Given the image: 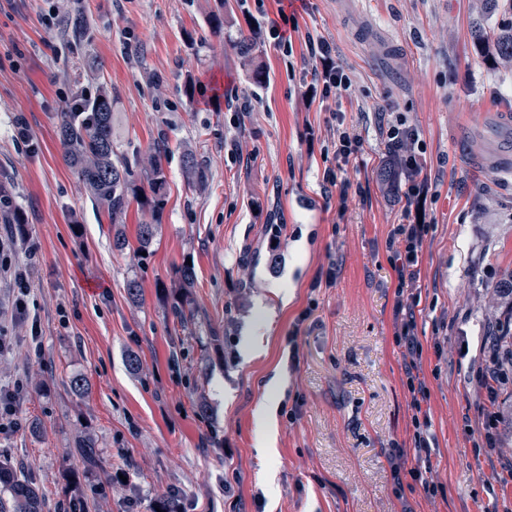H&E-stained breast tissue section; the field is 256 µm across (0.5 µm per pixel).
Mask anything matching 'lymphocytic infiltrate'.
I'll return each instance as SVG.
<instances>
[{"instance_id": "f902f5d3", "label": "lymphocytic infiltrate", "mask_w": 512, "mask_h": 512, "mask_svg": "<svg viewBox=\"0 0 512 512\" xmlns=\"http://www.w3.org/2000/svg\"><path fill=\"white\" fill-rule=\"evenodd\" d=\"M389 154L386 165L395 175L403 177L405 189L402 196L406 204H422L423 196L418 181L420 167L417 159L423 150L418 134L408 128L396 125L386 131ZM427 224H399L391 233L394 243L393 268L396 273L395 291V332L394 342L403 356L402 370L404 386L409 396L411 410L413 451L393 448L388 455L392 468L395 494H403L405 482L422 489L426 497H442L446 494L445 485L428 476L429 465L424 457L432 451L434 436L431 432L430 389L423 370V346L417 336L415 309L419 304L416 282L419 277L420 256L428 237ZM414 457V466H407V457Z\"/></svg>"}]
</instances>
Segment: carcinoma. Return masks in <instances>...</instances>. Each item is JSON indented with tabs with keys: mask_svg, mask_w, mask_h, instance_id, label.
<instances>
[{
	"mask_svg": "<svg viewBox=\"0 0 512 512\" xmlns=\"http://www.w3.org/2000/svg\"><path fill=\"white\" fill-rule=\"evenodd\" d=\"M482 13L487 19L501 16L496 29L487 31L482 25L472 28L474 45L488 61L512 62V0H483ZM68 32L76 46L89 38L88 24L80 12L66 17ZM116 117L112 108V94L100 87L92 96H84L78 106L61 113L58 134L69 166L80 183L89 190L97 209L107 212L112 223L125 215L129 197L138 194L137 174L129 160L117 151L115 139ZM167 153L164 143H158L148 155V167L141 169L151 197H142L146 207L160 200L167 187L163 159ZM195 268L184 264L177 268L170 284L163 286L165 297L177 318L188 320L194 316ZM498 353L496 367L488 378L500 386V378L512 372V332L506 325H497L488 336ZM495 412L503 430L501 445H512V392L497 393ZM75 448L84 471L95 472L102 467L96 439L90 434L78 437ZM47 497L42 488L27 478L21 468L9 459L0 460V512H45Z\"/></svg>",
	"mask_w": 512,
	"mask_h": 512,
	"instance_id": "carcinoma-1",
	"label": "carcinoma"
}]
</instances>
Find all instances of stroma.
Segmentation results:
<instances>
[{
    "mask_svg": "<svg viewBox=\"0 0 512 512\" xmlns=\"http://www.w3.org/2000/svg\"><path fill=\"white\" fill-rule=\"evenodd\" d=\"M480 6L0 0V173L27 224L19 236L0 213V242L33 271L27 320L13 276L0 272V333L10 339L0 386L27 383L20 426L0 434V454L41 486L49 512L72 508L68 476L83 469L75 441L86 429L113 481L89 478L84 512H153L169 492L182 512H512V447L474 450L487 415L476 373L489 363V295L512 266V180L488 164L500 115L512 113V68L478 53ZM75 9L93 27L79 48L64 32ZM213 11L223 33L211 31ZM275 24L290 55L268 35ZM244 36L255 44L248 57L236 47ZM319 40L349 78L342 100L309 93ZM257 68L263 80L253 79ZM102 85L120 154L146 158L161 136L168 145L159 206L130 200L119 225L93 206L56 134L72 97ZM399 120L425 145L432 230L416 319L436 437L431 475L447 488L434 500L419 490L397 499L387 461L392 444H411L389 238L412 218L379 177L385 130ZM20 127L29 143L16 141ZM343 132L362 147L340 164L332 149ZM189 149L204 172L198 183L183 175ZM144 222L156 236L143 254ZM118 231L129 242L121 252L112 248ZM187 260L196 312L183 325L161 286ZM331 264L335 283L312 289ZM131 278L142 304L127 297ZM34 319L38 358L29 352ZM258 338L264 353L248 357ZM131 350L144 362L136 376L125 362ZM74 374L90 382L88 398L71 392ZM201 393L206 420L195 409ZM297 397L304 403L291 423L281 409Z\"/></svg>",
    "mask_w": 512,
    "mask_h": 512,
    "instance_id": "obj_1",
    "label": "stroma"
}]
</instances>
